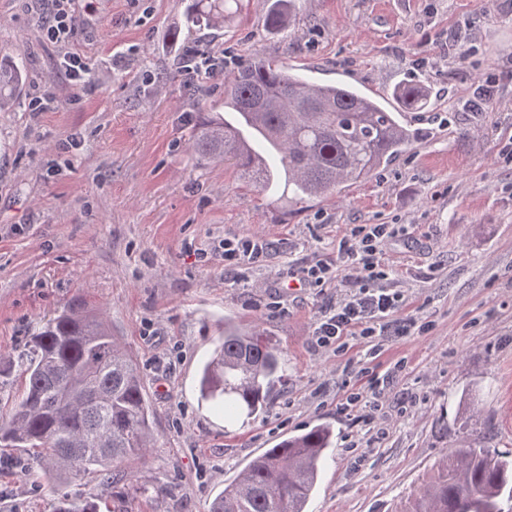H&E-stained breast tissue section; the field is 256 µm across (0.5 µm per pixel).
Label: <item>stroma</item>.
<instances>
[{"mask_svg":"<svg viewBox=\"0 0 512 512\" xmlns=\"http://www.w3.org/2000/svg\"><path fill=\"white\" fill-rule=\"evenodd\" d=\"M188 2L94 0L76 44L89 74L75 85L31 0H0V55L27 74L18 104L0 112V354L18 356L45 320L82 301L137 361L157 438L107 481L49 484L31 452L0 448V512H51L60 498L99 512H209L248 461L321 422L336 440L309 512H395L446 452H512V83L485 111L463 108L512 64V0H297L277 35L263 0H250L224 28L189 35L228 70L260 55L378 100L409 78L430 88L429 108L403 116L418 139L390 165L288 207L193 147L195 130L223 117L224 94L214 78L194 96L162 78L180 61L170 34ZM46 95L48 110L32 112ZM351 224L397 226L387 282L403 296L400 315L429 326L372 359L356 341L339 355L315 345L340 282L302 280L306 262L335 259ZM250 236L270 245L250 268L225 270L210 250ZM228 318L265 322L284 364L250 419L198 396ZM399 360L372 424L342 409Z\"/></svg>","mask_w":512,"mask_h":512,"instance_id":"obj_1","label":"stroma"}]
</instances>
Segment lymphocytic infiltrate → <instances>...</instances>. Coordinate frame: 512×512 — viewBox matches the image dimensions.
Returning a JSON list of instances; mask_svg holds the SVG:
<instances>
[{"label":"lymphocytic infiltrate","instance_id":"1","mask_svg":"<svg viewBox=\"0 0 512 512\" xmlns=\"http://www.w3.org/2000/svg\"><path fill=\"white\" fill-rule=\"evenodd\" d=\"M45 5L44 38L64 47V74L75 84L83 83L88 66L72 52L79 22L90 12V0H38ZM393 235L387 224H354L340 238L337 253L344 276L343 294L330 302L315 322L313 335L318 346L340 352L353 338L388 340L418 331L416 318L398 316L399 295L385 284L384 247ZM227 269L253 264L266 258L268 243L259 237L225 238L219 243Z\"/></svg>","mask_w":512,"mask_h":512}]
</instances>
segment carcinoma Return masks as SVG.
I'll list each match as a JSON object with an SVG mask.
<instances>
[{"mask_svg":"<svg viewBox=\"0 0 512 512\" xmlns=\"http://www.w3.org/2000/svg\"><path fill=\"white\" fill-rule=\"evenodd\" d=\"M241 0H190L184 28L217 27L227 4ZM266 24L283 31L293 0H264ZM26 81L13 59H0V110ZM222 121L198 127L194 149L231 161L255 188L303 203L370 178L417 138L401 112L426 108L428 87L400 85L388 110L352 85L307 80L276 61L253 56L223 75ZM25 390L0 415V447L36 453L43 478L67 480L140 458L154 447L152 411L142 392L138 364L100 313L82 303L64 308L33 334L21 357ZM284 377L271 331L224 319V337L199 377L200 398L224 405V416L266 409ZM327 424L291 436L249 461L225 484L210 512H306L319 464L333 443ZM512 499V459L485 448H455L431 482L400 512H504ZM52 512H97L96 503L60 499Z\"/></svg>","mask_w":512,"mask_h":512,"instance_id":"carcinoma-1","label":"carcinoma"}]
</instances>
